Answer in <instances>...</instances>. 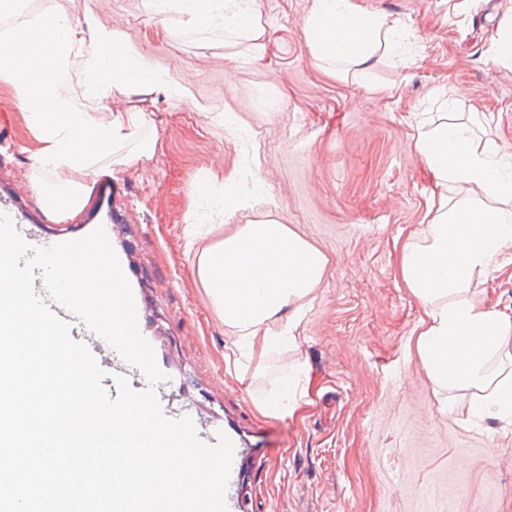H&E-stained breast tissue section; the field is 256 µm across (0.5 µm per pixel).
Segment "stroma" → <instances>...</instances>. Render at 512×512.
Instances as JSON below:
<instances>
[{
    "label": "stroma",
    "instance_id": "35a3bbf8",
    "mask_svg": "<svg viewBox=\"0 0 512 512\" xmlns=\"http://www.w3.org/2000/svg\"><path fill=\"white\" fill-rule=\"evenodd\" d=\"M314 0H256L259 36L192 30L187 16L152 14L145 0H21L34 20L54 14L87 30L121 31L162 83L92 99L99 112H146L158 148L146 163L93 178L82 206L50 217L36 169L41 143L14 88L0 82V205L49 239L102 225L139 298L176 398L237 434L242 512H512V424L468 421V394L441 411L409 347L422 309L402 284L398 256L421 235L434 185L414 148L419 118L452 112L512 154V66L492 44L512 0H356L405 24L412 48L384 59L368 81L328 71L301 29ZM187 85L190 97L167 83ZM238 117L228 133L225 113ZM266 203L218 214L193 195L207 181ZM209 240L268 216L331 259L306 306L295 346L257 372L226 370L224 322L185 249L188 215ZM480 283L488 305L512 311V248ZM305 373L292 415L254 403L288 370Z\"/></svg>",
    "mask_w": 512,
    "mask_h": 512
}]
</instances>
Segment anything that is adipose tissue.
I'll return each mask as SVG.
<instances>
[{
	"label": "adipose tissue",
	"mask_w": 512,
	"mask_h": 512,
	"mask_svg": "<svg viewBox=\"0 0 512 512\" xmlns=\"http://www.w3.org/2000/svg\"><path fill=\"white\" fill-rule=\"evenodd\" d=\"M148 6L157 15L186 9L188 26L199 31L220 17L225 30L244 33L255 16V0H148ZM303 34L316 59L362 79L408 40L404 29L354 0H314ZM93 71L111 80L87 85L92 97L157 80L150 61L136 59L115 30L101 28L89 37L46 17L0 39V80L13 86L43 143L34 165L60 183L59 193L42 195L56 216L80 207L99 160L124 166L151 160L157 151L155 139L140 136L149 122L145 113L106 115L77 101L75 83ZM128 142L133 150L123 151ZM415 148L436 191L422 237L405 242L399 255V276L423 312L413 349L435 393H470L475 419L512 424V316L486 306L477 289L512 246V156L469 124L448 120L417 128ZM61 197L66 206H58ZM200 236L189 228L186 249L230 332L226 367L239 372L255 356L295 344L306 302L330 265L327 254L270 216L221 240L203 244ZM300 388L299 373L278 375L257 407L274 417L292 413Z\"/></svg>",
	"instance_id": "1"
}]
</instances>
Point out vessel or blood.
<instances>
[{
	"label": "vessel or blood",
	"instance_id": "obj_1",
	"mask_svg": "<svg viewBox=\"0 0 512 512\" xmlns=\"http://www.w3.org/2000/svg\"><path fill=\"white\" fill-rule=\"evenodd\" d=\"M52 310L56 312L60 318L71 320V337L87 345L89 350L96 357L99 366L105 372L124 375L130 387L136 391H142L150 387L154 388L162 411L167 417L179 419L184 416L187 406L185 403L174 400L169 382L162 381L154 385L150 384L147 376L140 368L128 364L115 349L105 340L94 334L83 322L77 319H71L66 309L56 304L53 305ZM244 454L245 450L242 443L238 441L234 442L233 458L225 496L227 512H238L240 507L239 473Z\"/></svg>",
	"mask_w": 512,
	"mask_h": 512
}]
</instances>
